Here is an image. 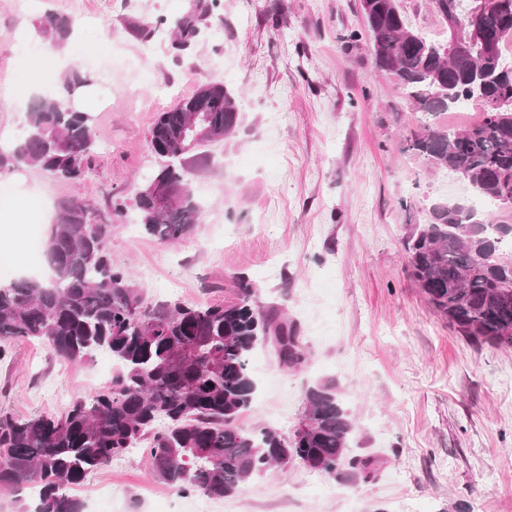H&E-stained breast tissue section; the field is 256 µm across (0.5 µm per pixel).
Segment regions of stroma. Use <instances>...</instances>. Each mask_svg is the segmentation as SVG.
Returning <instances> with one entry per match:
<instances>
[{
  "label": "stroma",
  "mask_w": 512,
  "mask_h": 512,
  "mask_svg": "<svg viewBox=\"0 0 512 512\" xmlns=\"http://www.w3.org/2000/svg\"><path fill=\"white\" fill-rule=\"evenodd\" d=\"M195 2L31 0L21 13L0 0V89L51 91L75 69L97 76L73 99L96 98L83 175L62 181L27 165L0 175V228L23 240H0V283L46 274L26 245L46 207L90 202L113 225L112 258L145 301L221 303L242 275L261 306L296 325L299 368L283 366L272 345L252 352L257 390L242 427L291 434L306 390L331 381L355 423L351 454L383 465L364 481L296 463L207 499L155 479L138 449L68 494L86 512H512V349L473 344L448 325L401 243L406 225L427 223L431 203L469 199L470 189L408 150L417 116L374 68L360 0H218L202 36L176 52L155 22ZM50 10L79 20L53 54L36 29ZM212 82L235 94L239 125L207 144V165L193 171L200 224L165 244L137 222L135 194L159 165L149 132L159 112ZM116 374L105 352L69 361L16 342L0 359V410L57 414Z\"/></svg>",
  "instance_id": "obj_1"
}]
</instances>
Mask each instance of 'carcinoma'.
Here are the masks:
<instances>
[{"label": "carcinoma", "mask_w": 512, "mask_h": 512, "mask_svg": "<svg viewBox=\"0 0 512 512\" xmlns=\"http://www.w3.org/2000/svg\"><path fill=\"white\" fill-rule=\"evenodd\" d=\"M480 0H430L441 18L464 16ZM377 70L394 75L421 118L406 137L408 148L434 169L452 167L478 193L498 203L512 186V64L503 54L512 42V0H501L485 20L484 39L464 59L442 53L408 23L399 0H361ZM211 8L176 19L172 47L183 50L201 34ZM76 20L47 13L38 30L52 45L70 38ZM93 82L71 71L61 89L34 97L28 122L14 147L0 148V174L19 164L61 180L83 173L95 150L91 113L74 107L75 91ZM510 102L502 112L483 111L480 123L450 128L438 117L464 102ZM197 112L208 115L219 138L239 123L235 95L222 83H207L159 113L149 147L161 160L154 177L179 190L176 202L160 206L140 188L139 224L162 243L191 235L202 208L189 175L204 158L182 153L179 143ZM438 202L426 224H411L402 238L411 277L435 311L476 344L511 348L512 210L486 214L470 204L462 212ZM91 210L82 200L62 203L45 242L52 276L0 284V359L15 340H37L54 356L71 361L105 350L119 370L112 385L77 398L58 415L28 418L0 413V486L34 487L31 512H82L66 493L87 475L144 445L152 475L182 492L223 498L249 479L266 474L285 455L333 479L375 476L378 461L347 456L355 424L330 382L306 390V407L289 436L263 427L246 430L239 419L249 408L255 380L248 359L260 344L274 343L280 361L296 368L305 360L295 326L266 312L244 276L235 297L222 304L185 306L145 302L131 272L112 261V225L89 231Z\"/></svg>", "instance_id": "obj_1"}]
</instances>
